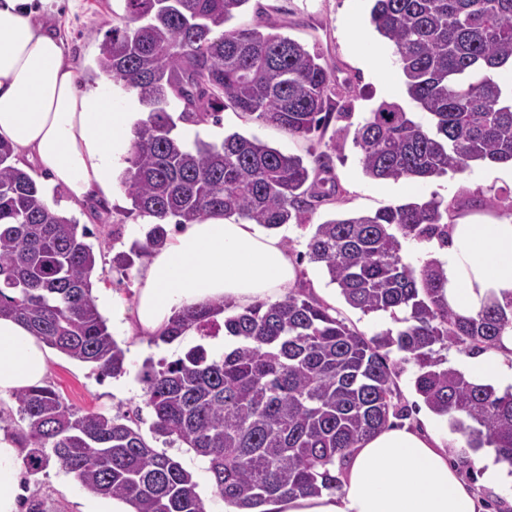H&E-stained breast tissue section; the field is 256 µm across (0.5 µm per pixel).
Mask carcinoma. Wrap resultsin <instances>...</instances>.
I'll use <instances>...</instances> for the list:
<instances>
[{
  "label": "carcinoma",
  "mask_w": 512,
  "mask_h": 512,
  "mask_svg": "<svg viewBox=\"0 0 512 512\" xmlns=\"http://www.w3.org/2000/svg\"><path fill=\"white\" fill-rule=\"evenodd\" d=\"M250 0H125V15L99 45L106 77L137 91L148 119L135 132L121 184L128 214L151 224L144 240L112 257L123 276L161 246L169 220L196 224L222 213L268 230L304 223L328 196L298 156L256 137L188 149L176 121L219 122L224 103L293 136L328 127L337 102L322 56L278 33L225 25ZM371 22L398 56L409 98L428 122L384 102L358 127L363 173L376 180H425L470 163H512V83L489 73L512 68V0H373ZM178 101V119L170 113ZM87 227L51 207L42 188L0 140V317L25 324L47 346L93 365L102 377L127 372L125 351L92 295L101 253ZM448 241V206L430 199L316 225L309 261L320 265L345 302L364 314L388 312L401 327L370 338L331 307L288 291L227 316L219 300L176 312L154 340L188 331L224 335L221 356L202 344L140 370L153 432L193 450L215 493L242 512L272 500L340 490L357 445L404 416L397 402V351L417 366L416 393L449 419L473 450L492 448L512 465V393L478 385L443 366L437 348L470 354L497 347L512 326V294L490 293L475 315L447 301L436 260L415 267L402 241ZM27 421L18 438L26 473L50 463L89 494L129 501L135 512H206L193 475L151 447L129 413H83L50 385L15 395Z\"/></svg>",
  "instance_id": "obj_1"
}]
</instances>
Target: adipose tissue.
<instances>
[{
	"label": "adipose tissue",
	"instance_id": "1",
	"mask_svg": "<svg viewBox=\"0 0 512 512\" xmlns=\"http://www.w3.org/2000/svg\"><path fill=\"white\" fill-rule=\"evenodd\" d=\"M52 0H0V139L66 189L73 210L111 198L130 156L141 113L124 110L112 83L79 90L63 42L42 19ZM447 274V298L477 313L487 292L512 293V219L450 225L447 245L428 243ZM297 272L280 239L217 214L179 225L136 272L128 341L160 335L189 306L224 298L247 306L293 288ZM44 342L21 322L0 317V399L42 383ZM466 373L498 391L512 389V329L501 346L469 360ZM22 453L0 432V512H19ZM266 512H478L477 492L448 463L435 436L393 424L358 444L336 493L272 501Z\"/></svg>",
	"mask_w": 512,
	"mask_h": 512
}]
</instances>
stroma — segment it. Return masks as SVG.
I'll use <instances>...</instances> for the list:
<instances>
[{
    "label": "stroma",
    "instance_id": "obj_1",
    "mask_svg": "<svg viewBox=\"0 0 512 512\" xmlns=\"http://www.w3.org/2000/svg\"><path fill=\"white\" fill-rule=\"evenodd\" d=\"M371 6V0H250L247 9L233 19V26L240 28L262 21L272 26L274 32L321 54L336 77L343 116L331 121L330 131L309 141L228 106L221 114L220 123L203 124L202 139L219 143L226 135L237 132L257 137L283 154L305 158L313 150L329 152L333 129L345 126L357 129L381 103H396L406 111H415L392 45L379 36L370 22ZM124 12V0H57L51 21L64 43L68 63L80 75V88L96 87L101 78L96 66L99 45L106 31L118 23ZM329 154V169L323 177L327 184L334 186V193L314 204L306 226L286 224L278 233L287 241L295 261L298 287L333 308L336 317L368 337L394 328L395 323L389 314L365 315L350 307L321 268L306 259L313 225L347 214L372 213L386 206L433 198L447 204L454 222L484 223L499 219L498 203L503 198H512V179L497 175V167L491 163H471L464 172L417 183L414 191L407 193L403 190V181L373 180L365 176L361 151L353 141H345L340 152ZM34 178L45 195L51 197L54 208L94 233L92 242L101 251L94 286L110 293L109 298L96 301L102 316L111 318L113 302L131 305L134 281L113 270L112 257L128 250L134 240L144 239L148 229L144 219L124 216V209L130 205L125 198L95 217L86 209L74 211L67 203L64 188L50 185L47 176L39 171ZM185 351L180 339L158 345L142 340L137 348L126 351V374L105 379L99 378L90 365L57 353L49 362L45 382L52 385L65 402L84 413L112 416L141 409L142 434L151 436L154 448L167 451L193 474L207 512H222L224 503L212 491L203 460L186 449L166 447L162 438L152 437V415L143 407L144 391L137 374L144 361L149 358L173 360L183 356ZM416 371L414 363H406L396 380L401 403L408 410L404 423L427 425L443 443L449 464L457 468L465 481L480 485V475L472 464L460 460L465 446L463 437L453 431L449 422L433 417L417 395ZM23 489L25 496L34 495L43 500L45 512H81L82 501L87 497L73 476L55 463L33 478L24 479Z\"/></svg>",
    "mask_w": 512,
    "mask_h": 512
}]
</instances>
